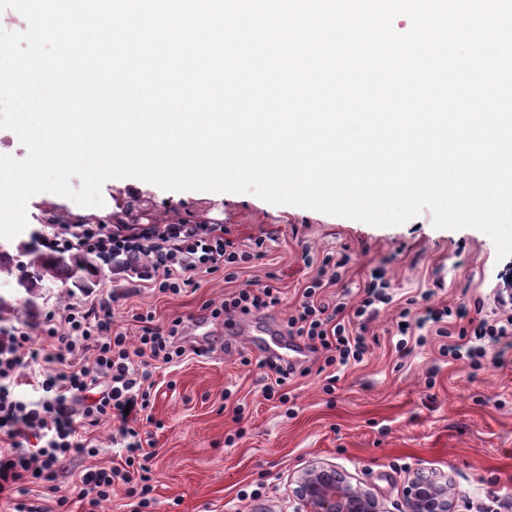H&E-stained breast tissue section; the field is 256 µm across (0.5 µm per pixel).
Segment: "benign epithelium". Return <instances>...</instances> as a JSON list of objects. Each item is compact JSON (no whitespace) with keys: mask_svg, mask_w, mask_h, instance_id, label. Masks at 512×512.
Segmentation results:
<instances>
[{"mask_svg":"<svg viewBox=\"0 0 512 512\" xmlns=\"http://www.w3.org/2000/svg\"><path fill=\"white\" fill-rule=\"evenodd\" d=\"M293 494L298 512H383L373 492L352 485L329 463L315 462L301 471ZM402 512H456L448 499V476L417 470L404 489Z\"/></svg>","mask_w":512,"mask_h":512,"instance_id":"benign-epithelium-1","label":"benign epithelium"}]
</instances>
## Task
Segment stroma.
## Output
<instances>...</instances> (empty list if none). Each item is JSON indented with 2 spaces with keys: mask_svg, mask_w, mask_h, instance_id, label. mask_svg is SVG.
<instances>
[{
  "mask_svg": "<svg viewBox=\"0 0 512 512\" xmlns=\"http://www.w3.org/2000/svg\"><path fill=\"white\" fill-rule=\"evenodd\" d=\"M102 206L39 193L30 198L28 240L35 214L55 207L73 222L105 219L120 229L178 221L216 224L242 245L265 237L267 254L233 282L223 271L200 274L196 289L162 296L98 264L86 290L73 284L48 289L36 312L17 305L1 324L38 330L45 314L89 292L117 295L113 319L132 327V316L152 312L156 321H184L187 349L179 366L153 374L150 406L136 428L149 470L151 492L143 512H293V479L312 462L343 471L353 484L371 490L385 512H400L403 491L419 469L449 476L448 495L458 512H512V349L501 366L474 370L465 360L441 357L437 347L408 344L393 336L396 307L368 321L374 344L358 365L345 369L333 393H325L320 359L307 355L289 385L290 401L266 399V372L257 364L264 351L255 336L232 335V327L262 322L282 327L300 297L304 281L316 274L301 260L346 253V280L362 285L380 266L397 299L431 288L438 303L456 307L490 305L512 256L498 258L493 240L474 228L438 229L431 211L398 226L376 227L293 205H274L251 193L165 191L133 178L110 179L101 188ZM276 274L281 305L235 318L232 326L211 319L206 304H220L239 288H255ZM250 358V365L239 362ZM59 494L71 512H131L135 501L116 485L111 501L91 506L68 474ZM261 488L240 498L243 488ZM56 494V495H59ZM56 495L41 484L28 487L26 503L55 512Z\"/></svg>",
  "mask_w": 512,
  "mask_h": 512,
  "instance_id": "35a3bbf8",
  "label": "stroma"
}]
</instances>
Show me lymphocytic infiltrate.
Returning <instances> with one entry per match:
<instances>
[{"label":"lymphocytic infiltrate","mask_w":512,"mask_h":512,"mask_svg":"<svg viewBox=\"0 0 512 512\" xmlns=\"http://www.w3.org/2000/svg\"><path fill=\"white\" fill-rule=\"evenodd\" d=\"M44 242L111 263L118 273L148 282L164 295L195 287L202 273L220 270L225 281H234L241 269L264 255L263 239L246 250L204 224H167L131 233L100 224L78 234L56 224ZM348 262L345 254L325 256L285 320L289 335L302 339L331 368L324 386L328 392L337 380L336 370L364 361L370 351L365 322L393 301L390 282L379 268L370 270L357 303L327 301L325 289L342 285ZM432 297V292H423L400 309L399 346L434 342L441 356L467 359L479 369L487 358V341L512 335L510 289L501 290L491 320H466L463 310L438 306ZM281 301V291L272 282L240 288L211 307L210 316L228 323ZM132 319L139 330L134 340L113 324L111 300L94 296L46 314L42 335L19 328L0 332V495L15 499V512H37L23 500L28 484L35 482L56 493L58 512H69L68 497L57 493L59 473L74 456L91 452L90 442L79 441L80 431L115 418L122 422L115 442L126 451L123 465L79 471L75 484L95 505L111 500L114 485L131 483L142 441L130 425V413L149 397L153 373L148 364L172 367L185 354L181 319L158 324L149 313L133 314ZM24 384L38 392L37 401L17 395V387Z\"/></svg>","instance_id":"1"}]
</instances>
